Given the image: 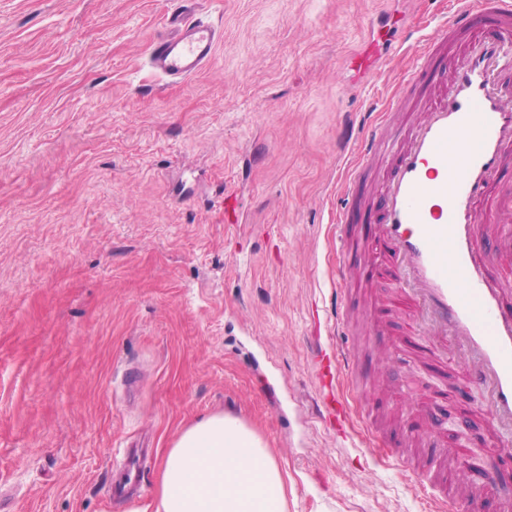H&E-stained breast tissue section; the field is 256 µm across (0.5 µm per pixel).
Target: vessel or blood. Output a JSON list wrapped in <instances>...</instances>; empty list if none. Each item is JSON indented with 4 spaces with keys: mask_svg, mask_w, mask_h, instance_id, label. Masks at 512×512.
<instances>
[{
    "mask_svg": "<svg viewBox=\"0 0 512 512\" xmlns=\"http://www.w3.org/2000/svg\"><path fill=\"white\" fill-rule=\"evenodd\" d=\"M170 33L149 49L152 69L168 81L196 76L213 60L221 40L210 23L184 9L169 17ZM464 45L445 87L437 85L444 46ZM512 47V0H452V18L416 47L414 66L398 81L390 108L368 114L365 134L349 174L364 175L368 161L390 137V117L417 84L437 90L379 193L377 235L390 269L370 266L368 276H410V307L430 316L440 337H451L466 360L467 383L490 387L491 418L512 426V311L501 309L503 290L485 267L478 240L480 207L494 202L512 208V187L501 188L505 152L512 147V87L502 82V59ZM322 391L319 417L337 432L353 410L341 387L357 366L348 348L315 345Z\"/></svg>",
    "mask_w": 512,
    "mask_h": 512,
    "instance_id": "b4317fda",
    "label": "vessel or blood"
}]
</instances>
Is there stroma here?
<instances>
[{"mask_svg":"<svg viewBox=\"0 0 512 512\" xmlns=\"http://www.w3.org/2000/svg\"><path fill=\"white\" fill-rule=\"evenodd\" d=\"M175 0H0V512H144L160 458L196 418H239L267 443L288 512H439L435 461L413 435L375 456L366 440L445 414L443 440L487 512H512V457L486 392L439 369L433 331L399 345V285L364 280L382 260L377 188L398 155L356 186L354 248L333 218L364 114L384 105L448 0H194L224 31L210 66L159 78L149 45ZM379 31L381 77L352 66ZM232 200L238 221H224ZM488 210L479 239L512 308V240ZM361 373L343 389L347 438L313 413L314 337ZM386 308L374 328L373 306ZM389 367L377 374L379 355ZM145 449L140 496L113 499L128 449Z\"/></svg>","mask_w":512,"mask_h":512,"instance_id":"stroma-1","label":"stroma"}]
</instances>
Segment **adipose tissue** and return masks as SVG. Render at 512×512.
Instances as JSON below:
<instances>
[{
  "label": "adipose tissue",
  "mask_w": 512,
  "mask_h": 512,
  "mask_svg": "<svg viewBox=\"0 0 512 512\" xmlns=\"http://www.w3.org/2000/svg\"><path fill=\"white\" fill-rule=\"evenodd\" d=\"M153 512H286L285 479L256 431L213 413L167 448Z\"/></svg>",
  "instance_id": "adipose-tissue-1"
}]
</instances>
